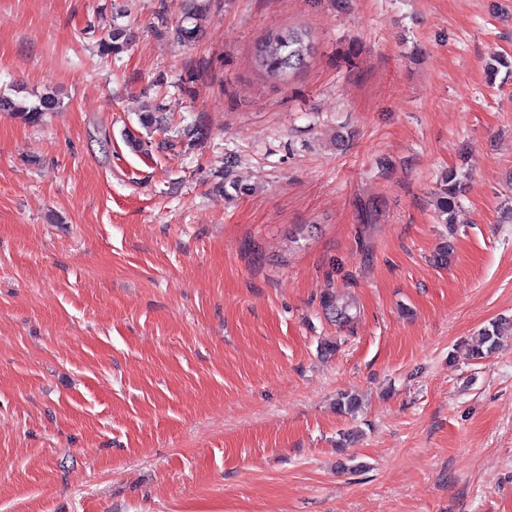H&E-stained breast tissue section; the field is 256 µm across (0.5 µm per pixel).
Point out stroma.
I'll return each instance as SVG.
<instances>
[{
	"label": "stroma",
	"instance_id": "35a3bbf8",
	"mask_svg": "<svg viewBox=\"0 0 512 512\" xmlns=\"http://www.w3.org/2000/svg\"><path fill=\"white\" fill-rule=\"evenodd\" d=\"M182 8L0 0V90L65 104L0 114V512H512V335L468 351L512 319V0H211L187 45ZM160 101L204 143L130 151ZM182 18L169 25L164 13H158V27L162 34H167L178 43L195 42L203 35L202 22L207 16L210 0H185ZM311 50L305 32L288 28L262 40L256 47L255 56L269 76L284 79L306 65ZM63 107L62 99L52 89H46L33 102L19 98L16 92L0 90V112L11 113L29 124H39L47 114L59 112ZM439 188L435 193V209L442 219V224H452L453 215L462 193V180L453 170H449L441 180ZM503 324L492 323L479 335L478 344L473 349L475 359H483L489 356L496 348L501 336H503Z\"/></svg>",
	"mask_w": 512,
	"mask_h": 512
}]
</instances>
